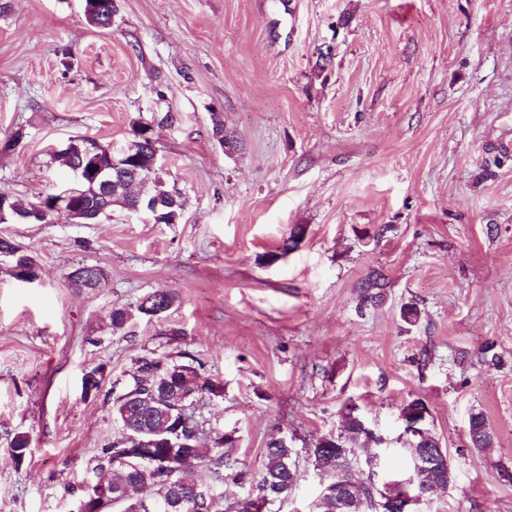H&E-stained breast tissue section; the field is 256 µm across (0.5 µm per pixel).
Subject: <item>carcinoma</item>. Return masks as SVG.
<instances>
[{
	"mask_svg": "<svg viewBox=\"0 0 512 512\" xmlns=\"http://www.w3.org/2000/svg\"><path fill=\"white\" fill-rule=\"evenodd\" d=\"M88 12L92 18L88 22L99 25V18L112 22V16L117 11L115 0H86ZM144 123L138 122L133 126L135 140L127 147V155L130 160L120 162L119 157L112 153L108 146L100 145L95 153L97 163L101 168L116 172V165L133 167L138 174H123L112 176V183L100 184L89 178H83L70 187L74 208L81 211L82 222L93 224L101 217L112 211V207L133 206L142 200H161L160 216L154 219L156 224H176L182 216L186 200L179 194H171L170 191L156 184L154 192L148 195H140V184L152 179L157 180V170L151 168L154 156L153 144L143 136ZM91 146L89 138H74L69 140L62 151L56 153V158L69 170L81 166L86 159ZM0 223L11 219L17 223H32L34 221L49 222L55 215V211L42 214L41 217L32 219L27 216L28 208L19 206L12 194L0 189ZM10 258L7 272L14 280H22V276H39L40 267L35 257L26 249L16 243L0 239V256ZM81 268H76L70 273V279L77 288H98L105 280V271L97 266H91L89 276L94 282L77 276ZM385 275L379 271H373L361 282L360 288L364 297L373 300L380 296L378 289L384 287ZM176 302L174 293L165 290H157L143 296L134 307L117 305L111 311L112 331H122L129 327L137 316H147L143 309L144 304L149 303L159 307L161 313H166ZM167 358L165 354L151 352L136 359V368L132 375V382L117 395L112 404V416L118 428L110 441L102 451L99 469L108 472L112 488L123 487L129 493L120 504L122 512H139L138 499L134 493L139 488L153 489V496L166 505L163 512H172L168 508L170 499H178L177 486L182 478L183 470L192 463L204 464L209 472V477L198 480V485L206 490V498L193 502L192 508L183 509L181 512H224L220 505L223 495L218 493L217 484L231 479L235 482H243L248 479L249 473L238 467V461L231 459L230 454L224 452L226 448L236 446L238 439L231 433L211 441V447L202 448L200 443L203 430L182 427L179 435L182 446L178 447L177 456L167 458V438L172 433L171 429L164 432L157 431L160 424L159 409H175L177 404L170 400V396L162 391V387L169 388V392L183 393L188 400L212 398L221 394V386L215 381L194 371L182 372L172 369L168 374L157 371L161 360ZM428 411L425 401L414 398L404 404L400 414L407 420H417ZM343 432L338 435L323 434L316 438L313 448L309 449V460L313 467L319 471L331 475V480L336 469H345L349 463H358L367 460L370 454L367 437L362 423L363 417L357 412V408L348 405L342 411ZM468 435L471 449L491 454L494 444V436L487 424L485 416L481 413L473 414L469 419ZM137 436L144 445L154 449V455L143 462L141 468L132 470L118 460L122 450L131 447L129 437ZM29 441L26 435L18 434L12 440V456L16 465H21L26 457ZM294 459L288 457V449L280 447L271 439L265 448V464L258 480V489L267 486L278 487L279 495L261 504L248 500L237 505L236 512H262L268 505L272 506L288 498L293 488L289 467ZM452 478V471L443 469L438 472H426L422 469L412 470V479L418 484L429 481L446 482ZM404 489L396 486L375 491V497L364 496L358 500H351L346 505H341L336 499V494L324 491L320 493L316 503V512H395L399 497Z\"/></svg>",
	"mask_w": 512,
	"mask_h": 512,
	"instance_id": "cac0c4a2",
	"label": "carcinoma"
}]
</instances>
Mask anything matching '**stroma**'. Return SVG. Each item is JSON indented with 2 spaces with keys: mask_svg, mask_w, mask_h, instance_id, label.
Wrapping results in <instances>:
<instances>
[{
  "mask_svg": "<svg viewBox=\"0 0 512 512\" xmlns=\"http://www.w3.org/2000/svg\"><path fill=\"white\" fill-rule=\"evenodd\" d=\"M117 6L103 30L82 0H0V144L23 134L0 148V188L59 191L74 179L53 154L70 137L117 152L136 122L171 113L161 177L187 201L177 224L118 206L95 224L0 223L40 266L20 283L0 256V512H70L149 351L191 355L223 388L196 416L206 439L235 434L251 474L225 481V505L256 496L277 435L298 475L272 512H311L326 476L308 449L342 432L349 404L388 440L377 484L407 478L399 411L420 397L453 482L414 512H512L495 469L512 467V0ZM81 264L103 267L100 288L73 286ZM374 269L386 286L367 301ZM162 289L177 301L161 318L112 331L113 306ZM95 366L105 380L83 395ZM478 412L488 455L467 447Z\"/></svg>",
  "mask_w": 512,
  "mask_h": 512,
  "instance_id": "35a3bbf8",
  "label": "stroma"
}]
</instances>
